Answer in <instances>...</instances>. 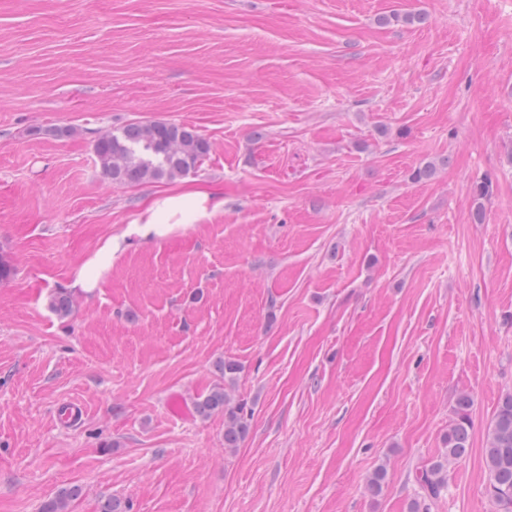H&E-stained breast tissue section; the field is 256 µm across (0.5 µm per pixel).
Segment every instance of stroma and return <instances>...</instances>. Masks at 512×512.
<instances>
[{"label":"stroma","mask_w":512,"mask_h":512,"mask_svg":"<svg viewBox=\"0 0 512 512\" xmlns=\"http://www.w3.org/2000/svg\"><path fill=\"white\" fill-rule=\"evenodd\" d=\"M150 121L209 155L108 186L97 133ZM192 186L223 213L133 233ZM0 254V512L64 486L68 512H409L463 394L471 451L430 512H499L482 450L512 392V0H0ZM222 357L249 418L233 450L192 408ZM65 401L78 424L55 423Z\"/></svg>","instance_id":"obj_1"}]
</instances>
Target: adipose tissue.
Returning <instances> with one entry per match:
<instances>
[{
    "label": "adipose tissue",
    "instance_id": "adipose-tissue-1",
    "mask_svg": "<svg viewBox=\"0 0 512 512\" xmlns=\"http://www.w3.org/2000/svg\"><path fill=\"white\" fill-rule=\"evenodd\" d=\"M224 201L202 187L184 188L152 200L136 222L144 237L164 236L174 224H193L223 212Z\"/></svg>",
    "mask_w": 512,
    "mask_h": 512
}]
</instances>
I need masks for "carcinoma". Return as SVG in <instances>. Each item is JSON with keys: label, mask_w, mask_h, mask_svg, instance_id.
<instances>
[{"label": "carcinoma", "mask_w": 512, "mask_h": 512, "mask_svg": "<svg viewBox=\"0 0 512 512\" xmlns=\"http://www.w3.org/2000/svg\"><path fill=\"white\" fill-rule=\"evenodd\" d=\"M211 151L210 142L197 130L184 124L154 121L130 124L119 132H105L94 143V152L102 173L115 186L143 181H173L197 169ZM490 185L480 182L473 189V216H483L484 200ZM49 308L59 317L71 316L75 309L73 295L60 288L50 297ZM215 370L219 376L210 392L195 402L203 420L224 416V447L239 446L249 425L244 406L232 400L226 386L235 383L240 366L231 360L218 359ZM470 398L457 399L455 417L444 437L446 451L419 471L418 479L425 498L435 499L447 487L448 462L468 454L470 444ZM485 464L490 475L489 492L500 512H512V393L506 394L497 408L485 448ZM79 489L64 488L44 502L41 512H67V503Z\"/></svg>", "instance_id": "obj_1"}]
</instances>
